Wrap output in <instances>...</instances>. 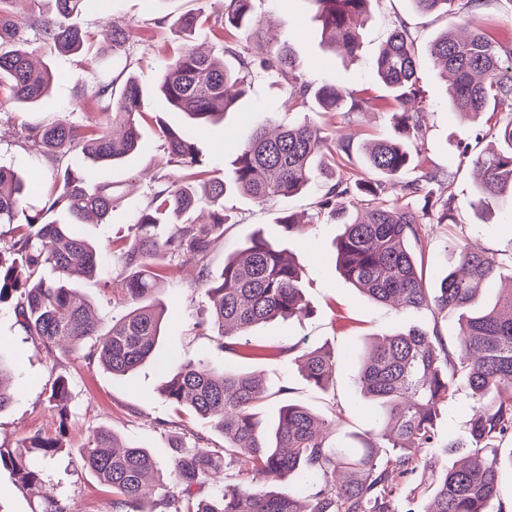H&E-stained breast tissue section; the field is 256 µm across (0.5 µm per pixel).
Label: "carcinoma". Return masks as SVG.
Returning <instances> with one entry per match:
<instances>
[{
	"label": "carcinoma",
	"mask_w": 512,
	"mask_h": 512,
	"mask_svg": "<svg viewBox=\"0 0 512 512\" xmlns=\"http://www.w3.org/2000/svg\"><path fill=\"white\" fill-rule=\"evenodd\" d=\"M21 0H0V107L14 101L35 104L50 96L48 70L34 69L27 47L36 40L62 51H77L86 35L70 20L85 0H52L55 15L47 19L20 17ZM212 13H185L176 26L190 38L199 31L215 34L240 29L251 21L253 0H218ZM316 9L328 42L352 54L360 46L358 19L368 14L371 0H309ZM426 13L442 11L455 0H413ZM34 39H29V36ZM128 28H112V63L124 54ZM434 64L451 76L452 108L478 118L502 115L485 134L495 138L491 152L474 159L480 171L479 203L512 200V37L496 41L473 27L463 38L440 34L428 47ZM241 66L231 69L196 51L190 44L171 56L161 74L156 111L178 110L190 123L172 128L159 124L158 136L183 173L164 177L151 188L139 211L134 236L120 253L101 247L77 230L88 223H107L114 196L112 183L97 181L91 172L65 159L81 152L94 165L124 161L142 148L140 118L143 88L134 77L120 81L108 72L92 91L102 121L85 134L69 119L24 125L20 145L52 163L51 183L39 193L31 180L0 165V225L17 233L0 239V304L13 302L16 320L37 347L56 359L84 349L88 363L99 362L114 376H126L149 359L167 368L171 361L156 357L161 336L162 303L158 299L161 270L193 262L210 303L209 319L199 324L224 345L228 330L247 340L258 325L278 317L307 315L311 306L303 292L298 265L282 244L260 231L224 260L219 279H212L208 255L224 234L230 215L224 209L229 191L256 202L288 196L316 184L326 187L317 197L318 215L341 224L336 263L346 280L370 299L391 303L405 312L428 310L434 319L455 318L459 332L448 347L438 325H411L394 331L358 358L357 389L382 421L376 432L361 435V447L336 444L335 431L308 406L287 401L275 422L264 425L258 407L266 398L263 378L248 372L215 371L202 360L180 363L164 393L177 407L208 421L224 437L218 453L181 437L171 446L173 485L158 494L159 512H398L394 507L396 479H410L428 467L408 443L441 448L443 454L465 457L435 471L425 487L422 512H489L497 497L502 460L512 466V291L506 306L474 310L482 285L496 275L512 273V254L496 256L458 242L461 266L429 288L415 253L408 245L428 221H455L451 177L427 172L423 182L400 186L401 196L386 198L413 163L411 145L424 136L421 103L424 91L417 77L418 51L406 26L394 28L376 57V73L390 99L401 108L397 134L377 139L363 149L366 165L378 179L365 181L337 176L328 155L350 145L336 142L323 125L306 120L269 135L262 128L239 149L229 175L196 183L204 165L196 129L218 123L245 93L249 69L257 65L288 82L291 94L313 95L324 112L372 107L336 83L315 88L302 81L287 44H242ZM357 200V214L336 209V198ZM116 272L128 312L105 332L89 318L71 277L91 279ZM302 376L326 391L336 372V355L321 348L305 350L295 359ZM9 364L0 354V412L14 398L4 384ZM461 389L475 399L464 434L442 443L436 422L440 409ZM68 380L58 377L49 402L65 411ZM59 439L39 433L29 449L47 459ZM85 468L112 491V512H143L149 494L145 479L159 470L148 447L122 443L108 429H96L91 442L79 449ZM0 462L9 464L17 480L36 487L38 474L22 457L0 448ZM288 489L274 488L285 476ZM213 493L202 498L201 491Z\"/></svg>",
	"instance_id": "carcinoma-1"
}]
</instances>
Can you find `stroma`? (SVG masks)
<instances>
[{"instance_id":"obj_1","label":"stroma","mask_w":512,"mask_h":512,"mask_svg":"<svg viewBox=\"0 0 512 512\" xmlns=\"http://www.w3.org/2000/svg\"><path fill=\"white\" fill-rule=\"evenodd\" d=\"M217 0H87L77 18L88 42L82 53L63 56L38 47L35 58L50 66L55 87L52 95L30 109L11 104L0 112V163L31 177L48 173L44 158H35L18 142L15 132L21 124L67 116L77 126L93 118L89 95L112 62V26L135 27L137 33L126 47L128 75L138 77L144 87L147 118L142 136L147 144L128 161L111 167L96 166L95 178L111 182L116 203L107 223L81 225L90 239L121 245L135 233L136 212L146 201L151 177L173 172L167 161L152 117L156 107V82L167 57L183 43L175 22L188 10L214 11ZM455 14L422 13L412 0H372L369 15L361 28L362 40L355 55L348 56L329 46L315 18L310 0H255L256 20L246 30L237 31L236 40H258L271 33L286 41L299 60L303 80L311 85L333 82L361 98L372 99L370 112L317 113L315 104L292 100L287 82L262 70H253L250 89L237 111L227 113L212 135L201 138L206 169L230 170L235 145L250 139L261 126H285L318 115L337 138L350 139L351 154H337L336 163L344 175L372 178L362 148L386 137L391 131L393 107L377 81L374 63L378 51L397 22H405L417 41L420 57L418 76L426 92L427 134L419 142L418 167L403 175L404 181L420 180L428 171H449L454 176L456 221L452 224L422 225L417 240L411 241L424 265L428 287L459 264L453 242L469 240L489 251L512 253V205H479L475 198L477 177L473 157L488 151L491 138H476L479 121L452 110L447 83L427 54V46L448 28L473 23L492 38L512 30V0H481L475 7L456 0ZM469 146L467 157H459L458 143ZM315 194L304 191L266 203L233 194L224 205L231 221L211 249L209 267L219 276L224 260L239 249L256 231L268 236L282 235L277 219L283 213L297 216L299 233L287 248L300 266L302 285L313 312L305 317L278 318L261 325L249 344L229 337L228 348H221L195 325L198 312L206 307L203 290L195 280L192 265L170 270L159 298L164 306V336L158 348L162 357L177 360L207 357L211 365L227 371L259 373L270 390L262 404L264 419L273 418L285 399L304 403L324 418L341 409L344 427L336 432L341 443L354 445L355 434L371 429L375 417L361 399L355 383L357 354L363 353L380 335L410 325H429L430 311L402 312L363 296L340 273L335 261V243L341 232L336 222L316 217ZM77 286L91 305L97 322L111 325L128 310L113 278L81 279ZM327 347L340 362L329 390L308 383L293 364L295 350ZM0 354L9 361L16 393L12 404L0 412V448L24 447L28 437L42 433L60 438L62 447L50 463L37 453L26 455L27 462L41 472L38 490L18 483L10 466L0 464V512H41L42 499L58 496L68 499L74 512H112V494L84 469L79 456L92 429L102 426L114 434L144 442L160 463H167L173 438L194 432L208 448H221L224 438L189 410L173 405L162 393L170 373L156 362L143 364L131 376L118 378L81 356L56 365L53 359L34 347L16 323L11 304L0 305ZM70 380L71 398L66 413H59L48 402L50 386L57 375ZM287 396H279V389Z\"/></svg>"}]
</instances>
